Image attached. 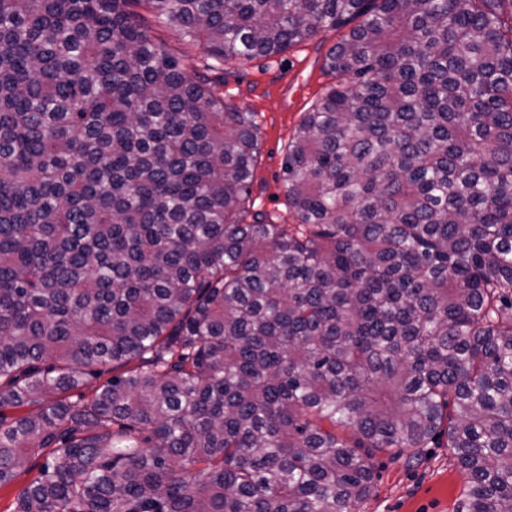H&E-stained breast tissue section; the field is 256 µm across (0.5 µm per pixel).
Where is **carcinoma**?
Returning <instances> with one entry per match:
<instances>
[{"label": "carcinoma", "instance_id": "carcinoma-1", "mask_svg": "<svg viewBox=\"0 0 512 512\" xmlns=\"http://www.w3.org/2000/svg\"><path fill=\"white\" fill-rule=\"evenodd\" d=\"M345 27L282 224L207 72ZM424 448L512 512V0H0L6 512H356ZM149 22L153 25L154 35L163 41L172 52L182 56L184 69L188 74L198 69L197 66L202 64L204 56L202 43L198 42L195 45L186 44L175 29L157 22L154 23L151 18H149ZM198 70L201 71V69Z\"/></svg>", "mask_w": 512, "mask_h": 512}]
</instances>
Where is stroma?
<instances>
[{
    "label": "stroma",
    "instance_id": "stroma-1",
    "mask_svg": "<svg viewBox=\"0 0 512 512\" xmlns=\"http://www.w3.org/2000/svg\"><path fill=\"white\" fill-rule=\"evenodd\" d=\"M340 37L338 31L323 29L286 52L224 66L225 100L257 112L261 125L252 196L262 211L288 215L282 182L288 139L330 83L323 58ZM374 462V488L358 512H457L467 479L450 449H423L414 463L380 453Z\"/></svg>",
    "mask_w": 512,
    "mask_h": 512
}]
</instances>
